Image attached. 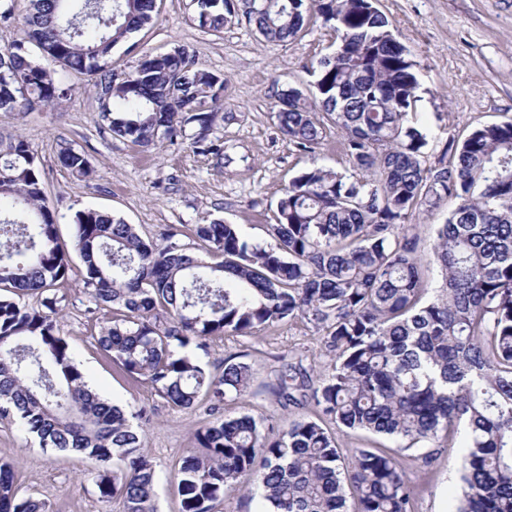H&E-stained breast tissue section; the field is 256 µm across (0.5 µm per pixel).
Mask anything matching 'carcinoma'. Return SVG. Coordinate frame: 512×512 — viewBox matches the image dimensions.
<instances>
[{
	"label": "carcinoma",
	"instance_id": "cac0c4a2",
	"mask_svg": "<svg viewBox=\"0 0 512 512\" xmlns=\"http://www.w3.org/2000/svg\"><path fill=\"white\" fill-rule=\"evenodd\" d=\"M199 22L218 31L243 18L267 41L290 43L314 15L336 34L318 62L315 99L277 94L280 132L314 153L329 128L342 139L349 173L316 164L292 177L276 203L269 242L239 225L196 224L193 236L222 257L205 265L167 232L141 237L108 212L74 213L61 241L36 157L18 137L0 149V419L17 421L46 451L91 464L100 498L124 512H157L155 468L143 454L140 408L126 412L90 387L54 316L72 275L86 312L105 325L98 348L171 405L199 399L220 411L245 392L253 371L224 359L217 374L191 355L216 337L250 336L297 318L313 322L328 357L318 379L282 360L277 401L314 415L285 427L251 415L218 417L195 431V448L174 480L182 512L244 487L261 491L262 512H412L413 488L395 457L376 446L345 460L324 425L381 436L401 450L445 448L463 428L455 512H512V121L448 139V162L423 165L429 133L413 124L418 87L409 50L370 0H193ZM156 0H28L25 37L0 52V111L67 96L56 68L93 82L102 128L150 148L186 136L208 141L224 106V79L177 46L145 54L131 72L105 57L151 23ZM35 42L42 56L30 54ZM59 157L80 178L86 157ZM431 253L412 235L449 198ZM75 252L80 266L72 263ZM442 272L428 292L429 264ZM35 296L39 305L19 303ZM0 512H50L19 495L0 464Z\"/></svg>",
	"mask_w": 512,
	"mask_h": 512
}]
</instances>
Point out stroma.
<instances>
[{
  "label": "stroma",
  "instance_id": "35a3bbf8",
  "mask_svg": "<svg viewBox=\"0 0 512 512\" xmlns=\"http://www.w3.org/2000/svg\"><path fill=\"white\" fill-rule=\"evenodd\" d=\"M394 35L417 64L415 110L430 132L426 166L438 164L448 139L463 140L473 128L512 120V0H375ZM154 24L115 46L113 68L130 71L143 54L170 52L184 45L206 69L224 80V109L208 139L224 145L227 160L195 151L190 138L145 150L104 133L90 81L58 72L66 98L38 103L26 112H0V146L23 137L35 154L47 202L59 231L71 240L75 211L95 208L123 218L142 236L164 231L191 251L196 224L221 219L239 225L245 239L262 243L273 223L276 202L289 180L311 164L345 169L341 139L328 131L315 153L300 152L284 137L274 117L278 92L294 87L316 93L314 71L336 48L321 23L310 22L292 43L264 40L247 22L213 31L202 27L190 0H157ZM68 145L88 159L89 178L76 177L60 159ZM65 294L57 326L90 384L110 402L146 408L145 453L155 465L158 512H181L173 475L189 449L194 430L209 421L208 402L191 409L173 407L142 381L129 377L97 347L99 328L88 321V294L80 281L61 284ZM236 355L253 369L248 391L227 401L224 413L268 417L281 425L305 416L302 408H281L272 387L282 359L322 360L313 324L295 319L258 328L246 337L216 338L196 359L209 369ZM459 448H442L432 464L424 450L396 451L414 489V512H454ZM0 463L16 472L20 490L50 504L52 512H122L121 501L102 500L95 477L81 457L42 452L17 425L0 420Z\"/></svg>",
  "mask_w": 512,
  "mask_h": 512
}]
</instances>
